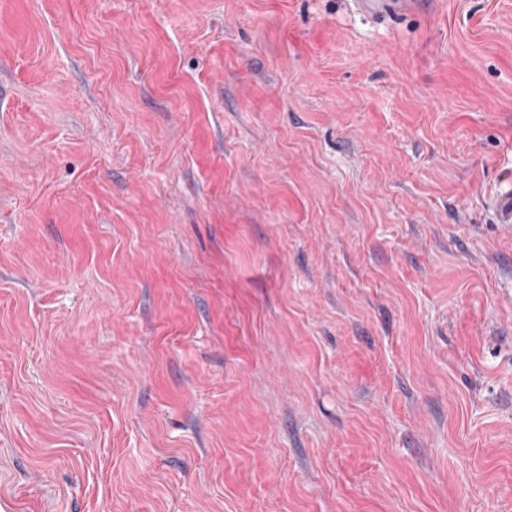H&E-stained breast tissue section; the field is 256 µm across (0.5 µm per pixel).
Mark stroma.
<instances>
[{
	"mask_svg": "<svg viewBox=\"0 0 512 512\" xmlns=\"http://www.w3.org/2000/svg\"><path fill=\"white\" fill-rule=\"evenodd\" d=\"M512 0H0V512H512ZM424 0H352L353 9L362 16L377 18L389 12L412 11ZM511 181V182H510ZM500 187L493 198V206L498 224H504L511 227L512 224V170L503 176Z\"/></svg>",
	"mask_w": 512,
	"mask_h": 512,
	"instance_id": "stroma-1",
	"label": "stroma"
}]
</instances>
